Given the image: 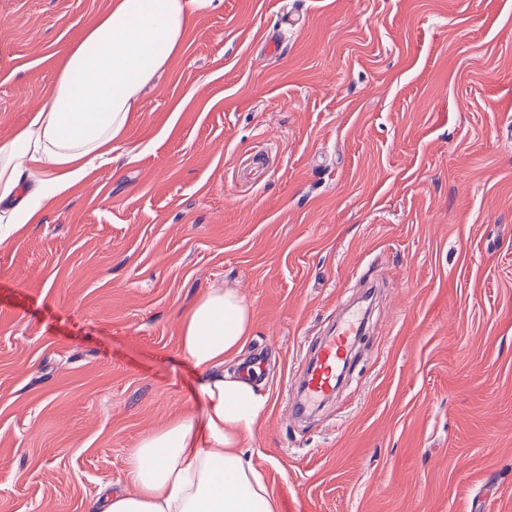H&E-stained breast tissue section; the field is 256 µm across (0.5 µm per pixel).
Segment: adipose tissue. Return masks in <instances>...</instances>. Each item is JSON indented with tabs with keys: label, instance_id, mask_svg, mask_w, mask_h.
I'll return each instance as SVG.
<instances>
[{
	"label": "adipose tissue",
	"instance_id": "1",
	"mask_svg": "<svg viewBox=\"0 0 512 512\" xmlns=\"http://www.w3.org/2000/svg\"><path fill=\"white\" fill-rule=\"evenodd\" d=\"M207 0H112L68 52L47 101L0 145V247L50 197L93 162L112 159L142 91L184 46ZM235 291L207 288L182 319L181 346L200 372V415H183L142 438L123 485L105 486L89 512H276L251 437L270 395L253 377L226 372L251 330Z\"/></svg>",
	"mask_w": 512,
	"mask_h": 512
}]
</instances>
